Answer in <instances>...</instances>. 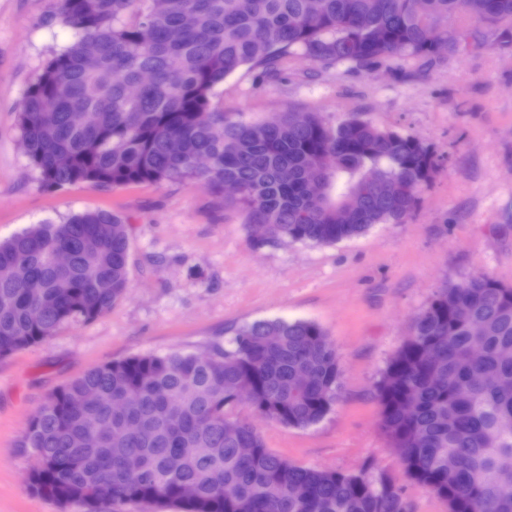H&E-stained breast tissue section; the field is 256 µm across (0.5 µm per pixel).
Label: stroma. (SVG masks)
I'll return each mask as SVG.
<instances>
[{
    "mask_svg": "<svg viewBox=\"0 0 512 512\" xmlns=\"http://www.w3.org/2000/svg\"><path fill=\"white\" fill-rule=\"evenodd\" d=\"M55 4L0 0V241L76 212L112 211L130 238L129 288L99 318L0 358V512H81L27 483L32 457L23 436L52 393L112 360L213 352L231 328L273 318L326 331L342 394L306 429L255 418L266 447L303 467L370 469L401 488L411 512H448L388 448L376 382L437 288L482 274L512 285V40L492 31L483 49L430 66L393 57L369 69L326 67L297 55L274 77L245 66L225 78L212 104L233 119L314 112L333 127L356 116L418 136L439 161L405 223L334 244L258 247L246 211L215 207L197 181L41 188L17 117L34 75L74 40L70 26L44 25Z\"/></svg>",
    "mask_w": 512,
    "mask_h": 512,
    "instance_id": "obj_1",
    "label": "stroma"
}]
</instances>
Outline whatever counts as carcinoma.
I'll list each match as a JSON object with an SVG mask.
<instances>
[{
	"label": "carcinoma",
	"instance_id": "carcinoma-1",
	"mask_svg": "<svg viewBox=\"0 0 512 512\" xmlns=\"http://www.w3.org/2000/svg\"><path fill=\"white\" fill-rule=\"evenodd\" d=\"M466 14L512 34V0H58L51 24L75 30L32 79L19 143L41 186L120 187L194 179L224 204L243 189L259 243L334 244L401 224L438 168L418 137L349 118L327 128L288 112L258 123L211 106L224 78L300 53L369 68L389 57L433 63L484 46ZM152 83L136 96L141 73ZM321 159L323 193L307 164ZM69 253L65 269L54 264ZM127 225L109 210L37 224L0 242V357L65 325L94 320L127 295ZM31 281L41 284L32 297ZM289 428L320 422L341 369L316 323L237 326L207 361L144 354L98 366L31 418L30 487L62 506L102 502L175 512H410L396 485L367 471L298 466L266 448L236 391ZM382 426L406 473L448 512H512V285L480 275L437 289L377 386ZM132 397L123 413L114 398Z\"/></svg>",
	"mask_w": 512,
	"mask_h": 512
}]
</instances>
